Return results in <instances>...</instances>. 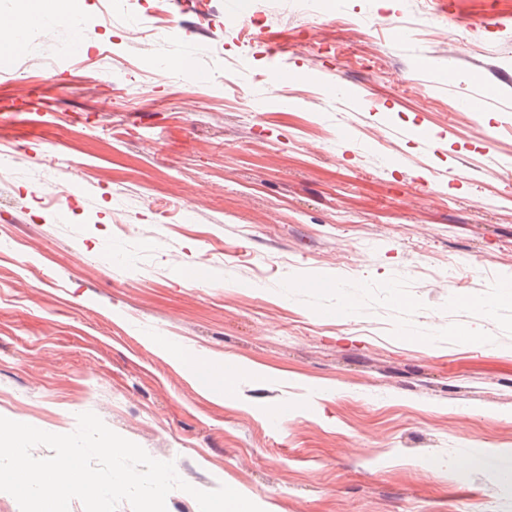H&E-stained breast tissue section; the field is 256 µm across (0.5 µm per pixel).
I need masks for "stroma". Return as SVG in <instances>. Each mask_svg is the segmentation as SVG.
Here are the masks:
<instances>
[{
	"instance_id": "1",
	"label": "stroma",
	"mask_w": 512,
	"mask_h": 512,
	"mask_svg": "<svg viewBox=\"0 0 512 512\" xmlns=\"http://www.w3.org/2000/svg\"><path fill=\"white\" fill-rule=\"evenodd\" d=\"M442 2L176 0L167 35L84 0L79 32L35 27L0 64V416L94 412L264 512H512L469 464L512 449V0L489 29Z\"/></svg>"
}]
</instances>
